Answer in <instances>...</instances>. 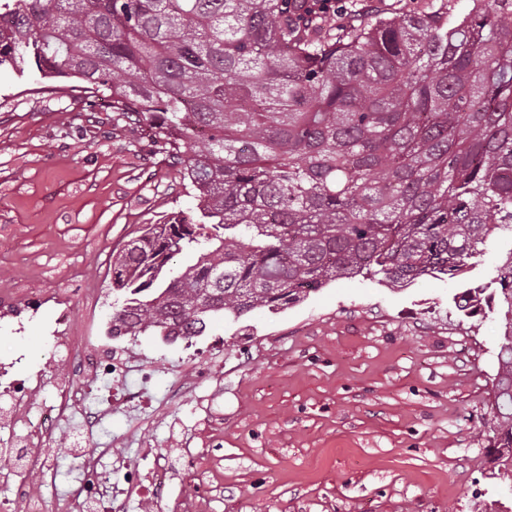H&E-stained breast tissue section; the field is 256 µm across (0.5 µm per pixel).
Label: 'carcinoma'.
Returning <instances> with one entry per match:
<instances>
[{
  "label": "carcinoma",
  "instance_id": "carcinoma-1",
  "mask_svg": "<svg viewBox=\"0 0 512 512\" xmlns=\"http://www.w3.org/2000/svg\"><path fill=\"white\" fill-rule=\"evenodd\" d=\"M345 9L0 0V67L110 98L112 125L147 128L197 201L112 254L108 335L191 340L340 278L464 280L512 232V0ZM453 302L506 321L489 462L512 480V252Z\"/></svg>",
  "mask_w": 512,
  "mask_h": 512
}]
</instances>
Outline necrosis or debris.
<instances>
[{
	"instance_id": "4bbe7bcc",
	"label": "necrosis or debris",
	"mask_w": 512,
	"mask_h": 512,
	"mask_svg": "<svg viewBox=\"0 0 512 512\" xmlns=\"http://www.w3.org/2000/svg\"><path fill=\"white\" fill-rule=\"evenodd\" d=\"M53 305L58 317L46 372L11 382L0 404V428L9 433L0 441V484L11 491L9 497L0 499V512H127L132 499L155 502L162 493L165 472L158 464L152 472L142 473L141 460L150 454L146 448L136 458L109 459L98 450L82 451L83 478L61 499L47 500L44 487L29 484L30 474L44 477L50 471L47 442L53 427L79 413L89 429L111 411L134 412L144 405L146 398L140 390L103 395L102 385L111 376L137 372L142 383L152 380L138 358L121 347L93 341L73 327L72 299L60 298ZM48 372L56 379V392L47 405L43 395ZM109 470L121 475V483L105 481Z\"/></svg>"
}]
</instances>
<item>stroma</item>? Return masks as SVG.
<instances>
[{"label": "stroma", "instance_id": "stroma-1", "mask_svg": "<svg viewBox=\"0 0 512 512\" xmlns=\"http://www.w3.org/2000/svg\"><path fill=\"white\" fill-rule=\"evenodd\" d=\"M111 115L107 101L89 112L80 92L0 70V289L77 301L97 289L94 312H76L87 336L110 320L113 249L196 211L179 169ZM460 290L341 278L242 326L132 339L154 372L149 408L57 426L53 487L82 479L78 449L132 456L148 444L169 463L158 512L186 495L211 512H512V483L486 457L503 321L458 312ZM55 318L46 305L0 323L19 376L43 368ZM187 360L205 385L172 399ZM219 360L220 383L207 377Z\"/></svg>", "mask_w": 512, "mask_h": 512}]
</instances>
